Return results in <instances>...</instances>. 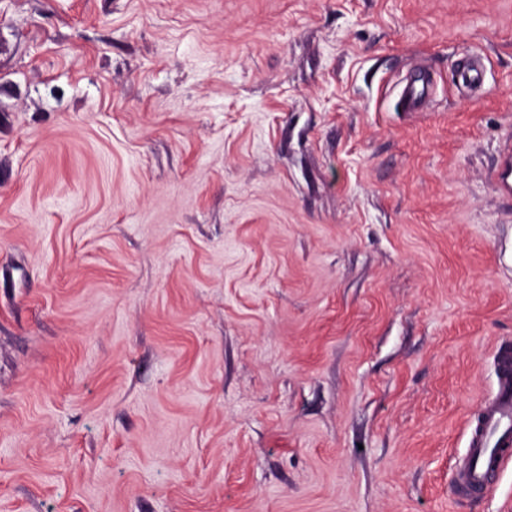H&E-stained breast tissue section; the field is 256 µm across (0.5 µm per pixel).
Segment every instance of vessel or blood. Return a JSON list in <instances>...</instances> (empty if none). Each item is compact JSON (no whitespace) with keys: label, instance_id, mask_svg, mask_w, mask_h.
Segmentation results:
<instances>
[{"label":"vessel or blood","instance_id":"1","mask_svg":"<svg viewBox=\"0 0 512 512\" xmlns=\"http://www.w3.org/2000/svg\"><path fill=\"white\" fill-rule=\"evenodd\" d=\"M462 85L469 89L484 82L478 60L463 57L458 70ZM496 387L492 398L470 422L465 460L451 478L456 496L484 491L491 473L512 461V343H499L493 353Z\"/></svg>","mask_w":512,"mask_h":512}]
</instances>
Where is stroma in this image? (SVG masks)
Wrapping results in <instances>:
<instances>
[{"label": "stroma", "instance_id": "obj_1", "mask_svg": "<svg viewBox=\"0 0 512 512\" xmlns=\"http://www.w3.org/2000/svg\"><path fill=\"white\" fill-rule=\"evenodd\" d=\"M509 142L512 0H0V512H512ZM458 79L466 88L480 87L484 83V73L479 61L469 56L463 57L459 65ZM493 351L496 387L492 398L470 422L464 464L451 478L457 497L484 491L491 472L494 476L512 459V344L503 341Z\"/></svg>", "mask_w": 512, "mask_h": 512}]
</instances>
